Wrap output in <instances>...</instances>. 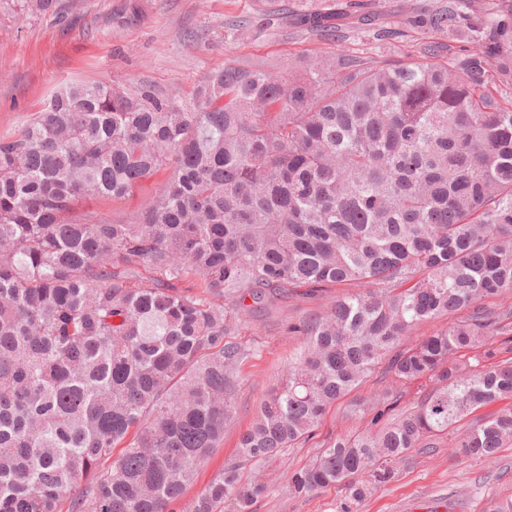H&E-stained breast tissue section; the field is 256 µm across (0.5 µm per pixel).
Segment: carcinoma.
Returning a JSON list of instances; mask_svg holds the SVG:
<instances>
[{
    "label": "carcinoma",
    "mask_w": 512,
    "mask_h": 512,
    "mask_svg": "<svg viewBox=\"0 0 512 512\" xmlns=\"http://www.w3.org/2000/svg\"><path fill=\"white\" fill-rule=\"evenodd\" d=\"M348 18L299 14L335 53L227 62L187 104L69 83L0 140V512H171L235 418L248 319L299 287L366 290L297 328L280 386L189 512H252L265 486L244 471L378 372L394 385L345 411L374 432L323 444L291 495L339 485L336 512H360L414 448L512 446L511 408L457 434L512 399V303L483 305L512 294V0L407 11L412 62L345 50L396 35ZM159 173L122 221L72 214Z\"/></svg>",
    "instance_id": "cac0c4a2"
}]
</instances>
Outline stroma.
Masks as SVG:
<instances>
[{"label": "stroma", "mask_w": 512, "mask_h": 512, "mask_svg": "<svg viewBox=\"0 0 512 512\" xmlns=\"http://www.w3.org/2000/svg\"><path fill=\"white\" fill-rule=\"evenodd\" d=\"M233 18L246 20L247 28L227 30L224 23ZM335 49L330 41L300 33L293 18L264 16L260 0H55L50 11L41 13L22 11L21 0H0V139L17 135L71 82L106 80L129 91L147 84L179 102L224 62L256 61L276 68L307 53ZM160 182L156 176L133 198L86 201L79 209L118 220L143 208ZM341 293L330 288L311 298L298 288L250 320L242 340L255 352L240 370L236 419L186 498L199 494L223 470L260 403L278 386L303 343L296 325L325 313ZM367 427V420H345L342 406L332 407L313 438L260 473L266 491L253 512H335L340 486L294 498L287 493L288 483L323 442ZM492 493L512 496V448L485 460L461 457L444 445L430 454L412 451L400 463L397 478L373 491L362 512H484Z\"/></svg>", "instance_id": "obj_1"}]
</instances>
